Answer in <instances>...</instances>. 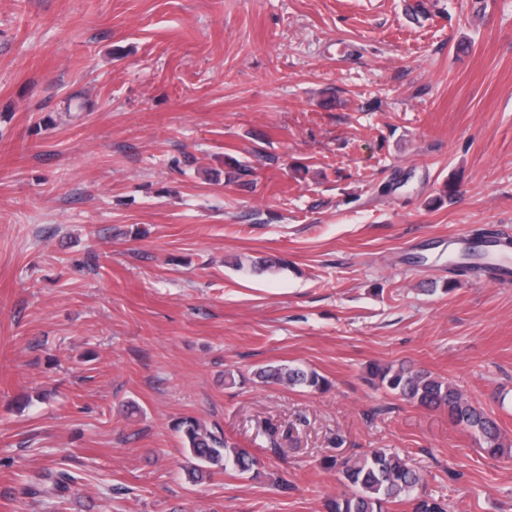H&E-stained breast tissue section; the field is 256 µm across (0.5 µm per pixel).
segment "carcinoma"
Instances as JSON below:
<instances>
[{
	"label": "carcinoma",
	"mask_w": 512,
	"mask_h": 512,
	"mask_svg": "<svg viewBox=\"0 0 512 512\" xmlns=\"http://www.w3.org/2000/svg\"><path fill=\"white\" fill-rule=\"evenodd\" d=\"M471 238L478 243L501 246L512 244L499 240L487 228L476 229ZM450 270L459 276H482L500 270L493 262L484 260L474 252H466L460 259L451 260ZM254 375L263 383L289 388L319 389L325 379L312 369L287 364L266 365ZM372 379L390 392L420 407L448 411V419L455 425L479 435L484 451L491 456L512 453V448L501 441L498 423L483 407L463 397L450 382L432 373L405 367L376 366L370 371ZM186 453V469L195 481L215 474L233 471L240 475L255 473L259 462L251 453L229 442L224 433L210 429L193 417H184L176 425ZM332 467L341 474L348 492L332 500L328 512H388L387 505L408 501L412 512H449V506L432 497L420 496L417 490L422 476L409 468L400 456L384 448L372 449L358 456L334 458ZM45 480L47 490L38 485L27 488L31 495L48 492L61 496L71 489L77 477L68 470L49 471Z\"/></svg>",
	"instance_id": "obj_1"
}]
</instances>
